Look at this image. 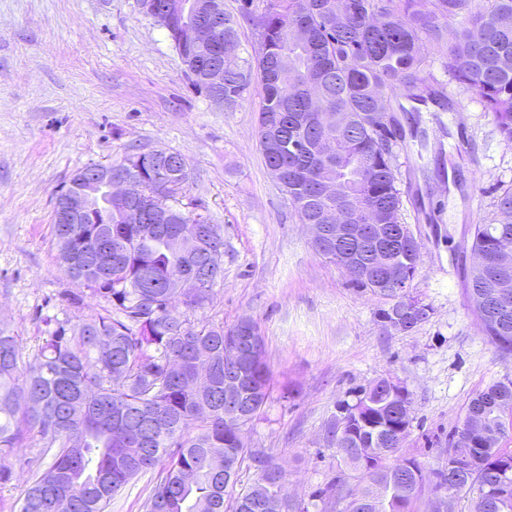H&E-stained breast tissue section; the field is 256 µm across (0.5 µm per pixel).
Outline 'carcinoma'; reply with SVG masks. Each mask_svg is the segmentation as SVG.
<instances>
[{"label":"carcinoma","mask_w":512,"mask_h":512,"mask_svg":"<svg viewBox=\"0 0 512 512\" xmlns=\"http://www.w3.org/2000/svg\"><path fill=\"white\" fill-rule=\"evenodd\" d=\"M456 23L448 38V22ZM303 24L310 37L289 42L288 31ZM266 56L252 61L224 57V102L239 106L253 81L263 89L257 137L267 168L279 170L298 219L336 223L338 202L321 197L326 181L339 180L359 213L374 210L382 224L397 226L399 241L389 254L399 268L416 267L417 253L405 246L410 228L401 223L397 186V139L389 102L416 112L427 102L443 106L445 93L432 71L434 58L492 113L497 132L512 141V0H268L258 19ZM343 113L349 126L326 120ZM142 181L156 190L153 160L144 151ZM496 218L473 227L472 247L492 242L512 246V187L497 196ZM179 224H138L129 217L112 225L94 249L77 252L71 236L83 226L55 227L60 262L75 260L87 293L69 296L77 314L43 318L46 336L26 368L20 367L16 336L0 329V477L5 461L20 447L16 416L23 412L46 447L56 449L52 466L36 473L20 500L19 512H106L112 497L137 475L156 472L145 512H264L265 499L281 491L282 475L270 461L245 445L242 431L256 420L271 396L270 372L261 391L251 387L243 365L224 356L237 326L194 319L213 298L212 281L184 300L177 317L169 303L170 281L186 259L172 239ZM483 288L505 297L502 310L483 319L488 340L512 353V276L490 267L467 276L469 299ZM379 310L382 325L412 331L428 321L433 308ZM210 350L208 385L195 389L183 379L196 374V351ZM237 379L241 415L224 418V377ZM386 378L354 389L345 403L353 415L331 446L343 468L313 497L334 500L336 512H414L424 486L470 501V512H512V448L501 446L512 426V377L476 392L461 422L480 421L497 430L494 439L475 432L476 445L451 443L448 457L426 478L421 463L402 453V436L412 421ZM227 463L229 478L210 471V456ZM256 481L239 486L245 462Z\"/></svg>","instance_id":"carcinoma-1"}]
</instances>
